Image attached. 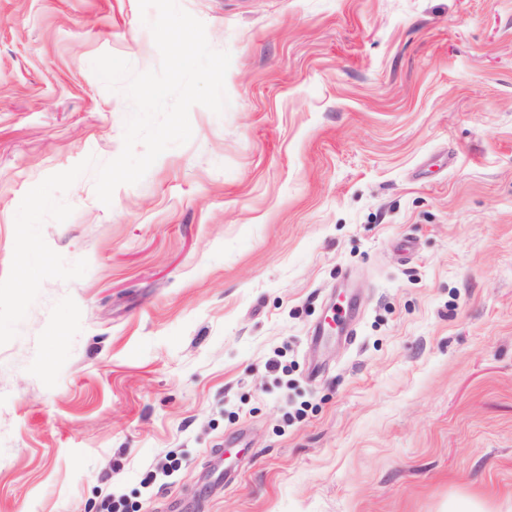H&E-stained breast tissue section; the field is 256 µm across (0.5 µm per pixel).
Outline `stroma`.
<instances>
[{
    "instance_id": "1",
    "label": "stroma",
    "mask_w": 512,
    "mask_h": 512,
    "mask_svg": "<svg viewBox=\"0 0 512 512\" xmlns=\"http://www.w3.org/2000/svg\"><path fill=\"white\" fill-rule=\"evenodd\" d=\"M178 2L229 105L44 222L89 268L0 346V512H512V0ZM105 53L159 66L139 0H0V279L122 150Z\"/></svg>"
}]
</instances>
